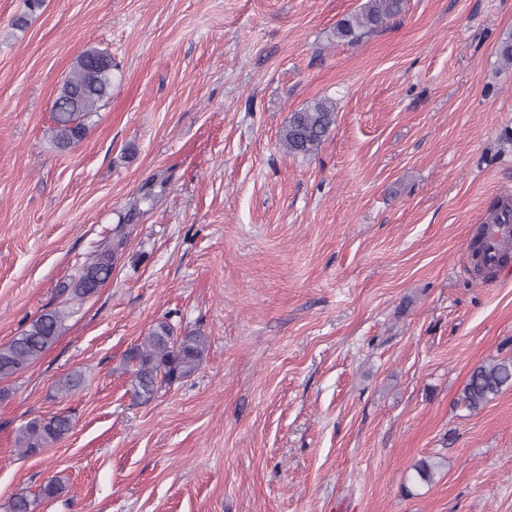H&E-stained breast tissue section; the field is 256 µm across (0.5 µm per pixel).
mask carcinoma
Listing matches in <instances>:
<instances>
[{
  "label": "carcinoma",
  "instance_id": "obj_1",
  "mask_svg": "<svg viewBox=\"0 0 512 512\" xmlns=\"http://www.w3.org/2000/svg\"><path fill=\"white\" fill-rule=\"evenodd\" d=\"M403 8L404 0H367L359 11L336 24V38L355 43L384 27ZM497 56L502 66L512 69L511 34L499 41ZM112 69L111 55L95 47L76 58L59 85L51 111L52 125L46 130L47 138L56 148L71 149L85 139L92 117L111 97ZM336 115V102L317 99L291 113L280 131L279 141L294 156H314L336 125ZM122 245L120 239L114 247L94 255L72 282L70 295L85 299L95 294L111 277L115 252ZM65 319V310L46 309L8 343L0 344V382L13 378L38 360L58 338ZM207 352L208 341L202 332L188 331L176 336L169 323H157L124 357L134 396L147 403L159 387L191 377ZM82 383V373L74 370L58 380L56 390L67 396L79 390ZM511 387L512 357L492 360L473 369L463 388L461 402L476 411ZM72 427L71 416L63 412L34 418L16 431L15 447L24 455L35 454L62 441ZM64 488V478L53 475L33 497L26 493L13 495L5 505L6 512H36L43 500L58 497Z\"/></svg>",
  "mask_w": 512,
  "mask_h": 512
}]
</instances>
